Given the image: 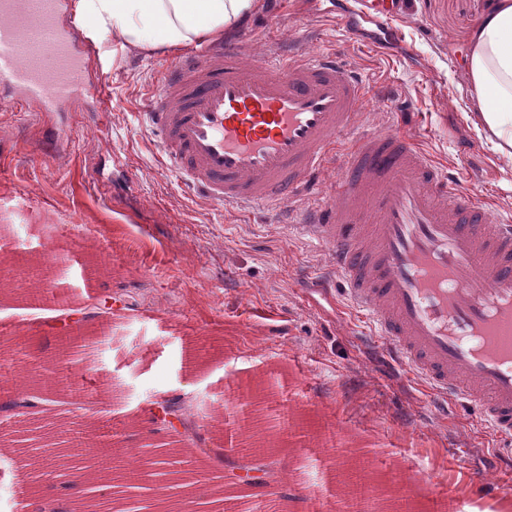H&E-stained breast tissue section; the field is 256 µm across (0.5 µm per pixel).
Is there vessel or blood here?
I'll return each mask as SVG.
<instances>
[{
    "label": "vessel or blood",
    "instance_id": "b4317fda",
    "mask_svg": "<svg viewBox=\"0 0 512 512\" xmlns=\"http://www.w3.org/2000/svg\"><path fill=\"white\" fill-rule=\"evenodd\" d=\"M63 5L0 0V83L44 112L91 97ZM247 45L205 41L162 71L146 112L161 167L212 205L286 213L328 250L319 286L370 320L380 360L511 443L512 224L404 133L361 132L365 85L340 54Z\"/></svg>",
    "mask_w": 512,
    "mask_h": 512
}]
</instances>
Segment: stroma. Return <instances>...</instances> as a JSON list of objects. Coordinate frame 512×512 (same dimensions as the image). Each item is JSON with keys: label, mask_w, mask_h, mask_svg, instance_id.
Returning <instances> with one entry per match:
<instances>
[{"label": "stroma", "mask_w": 512, "mask_h": 512, "mask_svg": "<svg viewBox=\"0 0 512 512\" xmlns=\"http://www.w3.org/2000/svg\"><path fill=\"white\" fill-rule=\"evenodd\" d=\"M483 5L406 0L390 21L397 40L379 49L346 36L331 0H258L224 35L248 33L260 53L313 34L314 51L362 74L364 128L396 125L410 104L405 134L512 220V162L470 119L463 59ZM81 23L105 111L0 105V390L43 383L40 423L53 435L33 442L0 410V512H14V483L33 464L50 485L85 476L113 447L137 456L87 485L86 512H512V469L477 411L436 413L420 381L378 366L368 322L344 299L302 290L327 271L325 248L160 172L145 99L174 51L124 48ZM50 126L64 146L55 156L42 146ZM74 255L98 267L91 291ZM56 284L74 308L111 297V316L81 330L105 341L63 353L59 306L28 299ZM167 397L184 426L157 434L152 408ZM254 452L274 456L277 488L232 479Z\"/></svg>", "instance_id": "stroma-1"}]
</instances>
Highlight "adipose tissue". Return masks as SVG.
I'll list each match as a JSON object with an SVG mask.
<instances>
[{
  "label": "adipose tissue",
  "instance_id": "1",
  "mask_svg": "<svg viewBox=\"0 0 512 512\" xmlns=\"http://www.w3.org/2000/svg\"><path fill=\"white\" fill-rule=\"evenodd\" d=\"M256 0H76L78 14L122 45L175 49L239 24ZM465 71L476 100V128L512 159V0H489L472 35Z\"/></svg>",
  "mask_w": 512,
  "mask_h": 512
}]
</instances>
